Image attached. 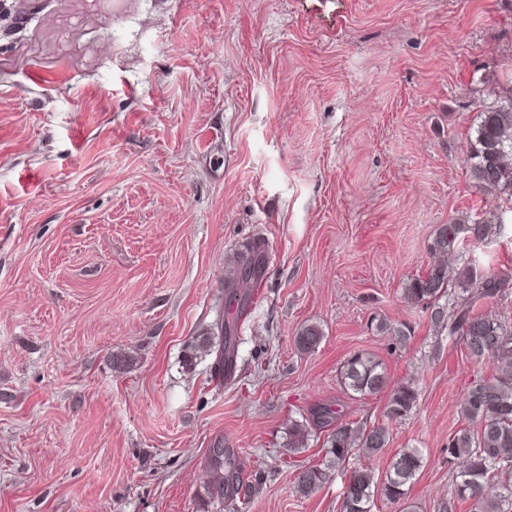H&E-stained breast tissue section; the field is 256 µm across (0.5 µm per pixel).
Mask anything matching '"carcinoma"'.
<instances>
[{
  "mask_svg": "<svg viewBox=\"0 0 512 512\" xmlns=\"http://www.w3.org/2000/svg\"><path fill=\"white\" fill-rule=\"evenodd\" d=\"M465 159L470 178L482 188L493 190L498 197L512 202V96L480 113ZM503 216L482 220H464L440 225L432 239L430 251L439 257L456 256L466 241L483 242L499 234ZM264 250L256 247L237 261L238 274L260 278L264 273ZM499 275L465 266L456 277H448L442 263L432 265L427 272L410 279L403 288L406 301L422 305L430 311V321L448 338L459 337L470 357L487 360L493 366L488 377L471 379L463 402V414L470 426L457 430L448 439V460L459 461L450 500L441 502L438 512H452L457 501H471L475 512H512V485L500 484L489 493L494 479L512 472V326L488 315L473 312L476 298H493L501 291ZM376 330L395 337L401 344L411 338L404 323L381 322ZM237 322L219 312L208 336L195 344V349L214 352L219 362H230L235 352L234 336ZM324 338L317 324L302 325L294 343L301 353H310ZM340 378L344 387L359 397L375 395L388 388L389 380L383 363L364 353L350 355L342 364ZM390 389V388H388ZM418 391L414 384L403 383L390 389L386 405L389 418L407 416L416 406ZM316 415L330 426L324 445L330 456L324 465L301 466L296 469L294 487L303 496L321 489L332 477L333 467H342L353 449L368 457L376 456L387 447L390 436L382 424L359 425L343 422L335 411L321 407ZM291 451L307 448L309 431L306 424L296 421L288 430ZM424 464L418 448H402L390 460L385 476L375 477L369 467H357L347 476L341 502V512H371L375 497L406 505L407 490ZM209 469L223 474V479L211 484L215 502L222 503L224 490H231L239 480L233 454L222 448L212 449Z\"/></svg>",
  "mask_w": 512,
  "mask_h": 512,
  "instance_id": "cac0c4a2",
  "label": "carcinoma"
}]
</instances>
